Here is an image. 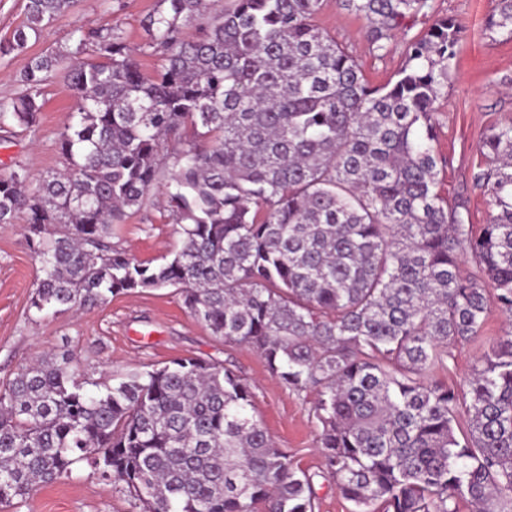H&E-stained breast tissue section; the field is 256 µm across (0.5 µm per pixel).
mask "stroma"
I'll list each match as a JSON object with an SVG mask.
<instances>
[{
  "instance_id": "obj_1",
  "label": "stroma",
  "mask_w": 512,
  "mask_h": 512,
  "mask_svg": "<svg viewBox=\"0 0 512 512\" xmlns=\"http://www.w3.org/2000/svg\"><path fill=\"white\" fill-rule=\"evenodd\" d=\"M155 4L156 0H75L67 14L43 27L27 51L0 59V100L21 92L19 76L30 55L63 45L76 26H119L143 71L153 73L158 59L145 49L147 34L141 20ZM496 6L497 0H428L424 14L395 31L382 51L374 48L364 21L337 7L336 0H325L316 18L320 28L356 57L376 86L387 83L402 66L408 41L422 34L430 19L449 17L464 25L439 103L435 146L445 161L440 191L449 201L463 202L474 225L486 223L492 213L489 195L477 180L484 168L481 141L490 126L512 119V34L486 27ZM44 99L37 127L0 129V170L20 166L38 176L64 167L59 138L77 99L60 73L45 86ZM25 225L22 214L14 223L0 224V380L39 353L64 348L74 350L87 376L101 383L132 370L162 366L178 356L234 365L251 383L255 407L278 447L315 473L319 512H352V503L319 476L322 456L312 416L313 394L289 391L257 352L225 345L212 336L170 289L122 294L76 314L35 311L30 301L39 272ZM179 239L178 224L155 198L112 227L113 245L155 264L170 255ZM506 328L497 305L489 304L479 342L453 347L449 369L437 372V380L459 383L468 378L477 359ZM0 512L140 510L126 492L101 484L78 466L69 480L37 487L26 501L0 507Z\"/></svg>"
}]
</instances>
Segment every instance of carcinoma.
<instances>
[{
	"label": "carcinoma",
	"mask_w": 512,
	"mask_h": 512,
	"mask_svg": "<svg viewBox=\"0 0 512 512\" xmlns=\"http://www.w3.org/2000/svg\"><path fill=\"white\" fill-rule=\"evenodd\" d=\"M217 2L157 0L142 21L160 57L152 75L120 27L78 26L30 56L22 92L0 101V126L30 129L60 71L81 100L60 135L64 168L0 172V224L26 212L40 264L30 307L78 312L173 288L212 335L315 394L321 474L353 512H512V120L482 141L478 180L495 213L475 232L439 191L434 146L460 25L433 21L373 86L316 24L324 0ZM336 3L379 49L427 7ZM73 4L27 0L0 58ZM488 28L512 33V0H497ZM154 189L181 235L156 265L110 242ZM464 254L476 272H463ZM491 299L505 336L464 387L433 380L449 345L479 338ZM77 463L143 512L316 509L314 475L275 446L249 382L198 358L110 385L86 380L68 351L12 373L0 384V506Z\"/></svg>",
	"instance_id": "carcinoma-1"
}]
</instances>
